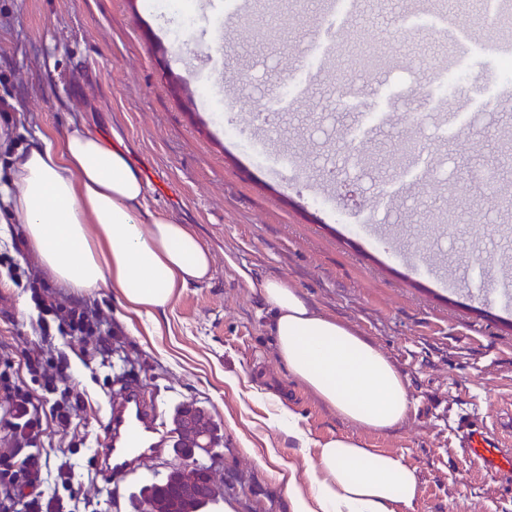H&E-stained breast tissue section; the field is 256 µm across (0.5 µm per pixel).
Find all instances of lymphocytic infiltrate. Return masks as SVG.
I'll list each match as a JSON object with an SVG mask.
<instances>
[{
    "mask_svg": "<svg viewBox=\"0 0 512 512\" xmlns=\"http://www.w3.org/2000/svg\"><path fill=\"white\" fill-rule=\"evenodd\" d=\"M0 265L29 291L40 330L30 348L0 344V512H101L98 497L72 491L73 449L52 453L47 443L52 434H68L85 407L67 384L68 359L57 337L78 339L86 361L108 368L117 352L112 319L44 286L33 259L20 266L0 253Z\"/></svg>",
    "mask_w": 512,
    "mask_h": 512,
    "instance_id": "1",
    "label": "lymphocytic infiltrate"
}]
</instances>
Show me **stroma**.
Listing matches in <instances>:
<instances>
[{
  "instance_id": "obj_1",
  "label": "stroma",
  "mask_w": 512,
  "mask_h": 512,
  "mask_svg": "<svg viewBox=\"0 0 512 512\" xmlns=\"http://www.w3.org/2000/svg\"><path fill=\"white\" fill-rule=\"evenodd\" d=\"M194 21L144 0H0V174L35 132L82 122L118 139L149 181L151 210L192 225L213 255L211 278L185 288L146 335L109 289L86 295L111 315L126 373L144 389L171 440L176 410L204 408L222 437L200 454L219 491L205 512H291L275 472L304 471L273 419L278 403L316 440L352 435L402 455L420 496L411 512H512V478L473 463L459 418L496 431L512 419V318L493 286L512 256V102L501 99L512 27L483 0L470 26L458 0H355L322 55L330 0L258 17L257 0L214 39L210 0ZM470 26L467 45L453 27ZM383 52L357 71L361 48ZM438 254L455 285L411 271L402 251ZM486 273L476 278L474 256ZM277 278L312 306L355 328L409 383L399 427L354 426L290 378L252 282ZM30 295L0 270V342L38 340ZM58 345L86 408L78 424L75 493L104 512H133L140 489L181 466L167 450L119 491L89 464L107 436L114 383L85 366L69 338Z\"/></svg>"
}]
</instances>
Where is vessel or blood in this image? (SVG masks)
I'll return each instance as SVG.
<instances>
[{"label": "vessel or blood", "mask_w": 512, "mask_h": 512, "mask_svg": "<svg viewBox=\"0 0 512 512\" xmlns=\"http://www.w3.org/2000/svg\"><path fill=\"white\" fill-rule=\"evenodd\" d=\"M169 436L156 412L147 409L138 384L127 385L121 400L111 403L107 446L99 465L111 480L136 472L147 460L163 453ZM471 459L490 471L512 465V453L502 450L499 435L485 426L466 428Z\"/></svg>", "instance_id": "vessel-or-blood-1"}]
</instances>
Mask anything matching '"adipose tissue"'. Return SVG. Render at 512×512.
Here are the masks:
<instances>
[{
    "label": "adipose tissue",
    "mask_w": 512,
    "mask_h": 512,
    "mask_svg": "<svg viewBox=\"0 0 512 512\" xmlns=\"http://www.w3.org/2000/svg\"><path fill=\"white\" fill-rule=\"evenodd\" d=\"M0 184V223L23 227L26 248L57 283L89 293L107 288L124 308L160 329L157 316L181 291L207 281L213 257L188 225L146 207L148 184L127 152L99 131L75 125L36 134L18 149ZM269 313L279 359L337 416L384 432L408 416V382L368 339L317 311L280 279L255 286ZM278 427L315 446L305 477L280 472L291 512H403L420 492L401 455L352 436L310 442L294 411L279 406Z\"/></svg>",
    "instance_id": "ef3b65f1"
}]
</instances>
